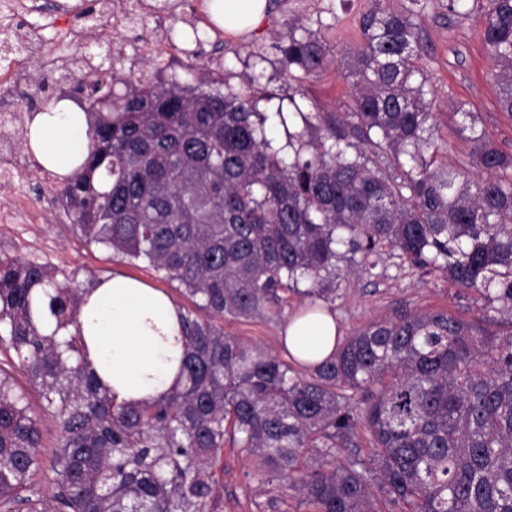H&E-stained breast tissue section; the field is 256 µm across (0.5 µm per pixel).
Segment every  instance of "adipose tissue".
Wrapping results in <instances>:
<instances>
[{
  "label": "adipose tissue",
  "instance_id": "adipose-tissue-1",
  "mask_svg": "<svg viewBox=\"0 0 512 512\" xmlns=\"http://www.w3.org/2000/svg\"><path fill=\"white\" fill-rule=\"evenodd\" d=\"M267 0H206V11L225 32L240 35L260 24ZM86 112L67 99L34 113L28 146L46 169L73 174L91 150ZM78 323L89 348L93 370L119 404L146 403L174 386L183 352L182 311L162 289L122 274H113L79 307ZM337 325L325 308L297 312L283 338L301 362L317 363L331 355Z\"/></svg>",
  "mask_w": 512,
  "mask_h": 512
}]
</instances>
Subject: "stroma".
Instances as JSON below:
<instances>
[{
  "label": "stroma",
  "mask_w": 512,
  "mask_h": 512,
  "mask_svg": "<svg viewBox=\"0 0 512 512\" xmlns=\"http://www.w3.org/2000/svg\"><path fill=\"white\" fill-rule=\"evenodd\" d=\"M379 1L395 10L409 4V0H268L270 10L261 27L232 36L205 19L204 0H174L175 14L167 18V26L181 28L186 22H196V15H203V22H196L202 43L194 57L154 56L150 69L164 80L175 79L192 86L220 76L237 92L245 91L244 78L253 74L261 89L257 104L260 112L280 107L288 113L297 106L305 112L336 115L346 111L352 101L350 86L338 65L327 66L317 75L299 69L290 74L283 67L279 47L287 43L294 28L307 26L319 31L333 51H341L360 41L359 19ZM82 2L36 0V9L27 16L30 26L39 28L43 38L55 44L57 55L71 56L75 49L61 43L57 36L56 8L61 3L72 8ZM481 5L482 0H469L468 14L454 15L447 9V0H428L420 18L422 45L417 60L418 66L433 77L435 136L448 144L449 166L471 169L476 177L481 171L471 166L472 146L460 129L455 103H465L496 146L512 153V114L499 107L493 63L481 35ZM22 179L27 195L39 199L40 209L18 223L0 224L1 255L63 268L82 283L120 272L165 290L181 308H192V301L180 293L176 284L163 279L147 264H127L113 257L111 251L80 240L55 191L46 188L39 168L23 170ZM359 262L356 254L346 255L341 261L336 297L327 304L336 318L339 338H347L374 320L428 310L449 311L488 334L502 335L512 330L511 324L489 318L490 306L478 292L448 283L442 271L416 268L389 253L381 256L371 275L361 270ZM307 302L301 294L288 293L266 317L225 319L224 331L287 359L281 332ZM215 474L216 512H314L313 506L285 483H265L257 460L238 449H225Z\"/></svg>",
  "instance_id": "35a3bbf8"
}]
</instances>
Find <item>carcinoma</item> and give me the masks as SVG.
Here are the masks:
<instances>
[{
    "mask_svg": "<svg viewBox=\"0 0 512 512\" xmlns=\"http://www.w3.org/2000/svg\"><path fill=\"white\" fill-rule=\"evenodd\" d=\"M427 0L377 5L362 41L340 54L353 99L342 118L300 113L304 129L275 148L255 95L219 83L186 87L149 71L117 78L89 59L53 60L30 100L60 78V97L86 98L92 149L59 190L72 229L131 264L145 262L191 298L183 314L180 380L162 398L116 404L89 368L77 321L84 293L45 263L0 257V506L26 512H211L212 468L224 447L258 459L316 512H512V332L483 334L447 311L368 323L302 375L259 346L224 333L253 319L278 291L336 295L337 263L359 253L372 273L384 250L479 292L512 320V154L469 120L473 164L436 166L431 78L417 66ZM128 23L170 4L124 0ZM482 37L495 62L499 106L512 115V0H485ZM284 68L317 73L330 48L312 31L279 47ZM124 88L114 92V85ZM323 134L306 138L313 121ZM55 323L33 319V289ZM74 331L66 336L59 331ZM37 389L60 434L43 459L40 418L14 383ZM368 461L329 459L359 428ZM52 475L51 505L31 480Z\"/></svg>",
    "mask_w": 512,
    "mask_h": 512,
    "instance_id": "1",
    "label": "carcinoma"
}]
</instances>
